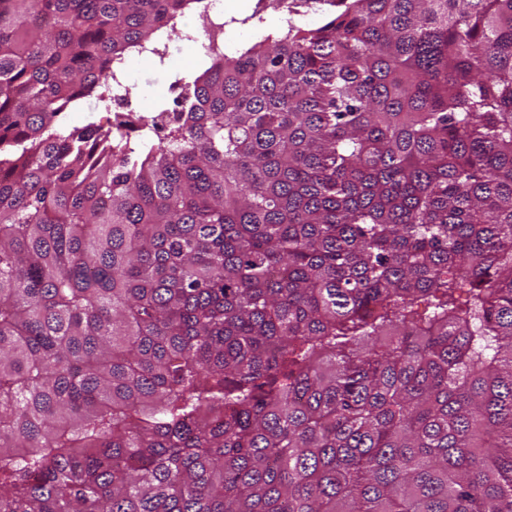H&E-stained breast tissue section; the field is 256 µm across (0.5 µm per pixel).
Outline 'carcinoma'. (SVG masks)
Wrapping results in <instances>:
<instances>
[{
  "label": "carcinoma",
  "mask_w": 512,
  "mask_h": 512,
  "mask_svg": "<svg viewBox=\"0 0 512 512\" xmlns=\"http://www.w3.org/2000/svg\"><path fill=\"white\" fill-rule=\"evenodd\" d=\"M200 0H0V512H512V0L217 47L147 150L58 114Z\"/></svg>",
  "instance_id": "1"
}]
</instances>
